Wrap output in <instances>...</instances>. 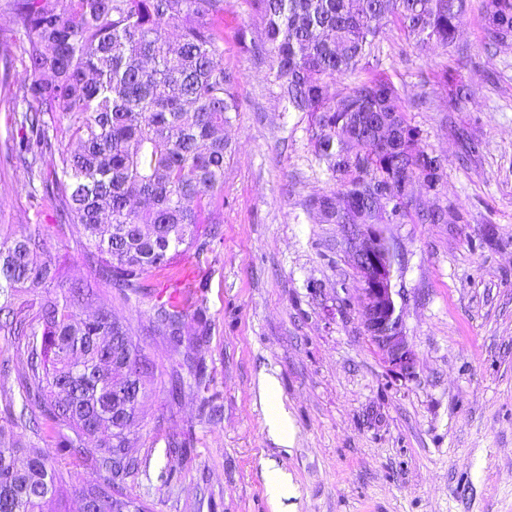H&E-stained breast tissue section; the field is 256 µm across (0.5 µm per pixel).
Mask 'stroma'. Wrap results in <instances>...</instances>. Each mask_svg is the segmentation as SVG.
<instances>
[{"label": "stroma", "instance_id": "1", "mask_svg": "<svg viewBox=\"0 0 512 512\" xmlns=\"http://www.w3.org/2000/svg\"><path fill=\"white\" fill-rule=\"evenodd\" d=\"M481 2L471 0L458 51L419 52L392 26L380 45L408 121L442 159L437 190L414 186L412 204L466 217L383 227L416 355L404 377L362 323L349 227L307 213L312 195L334 187L314 159L311 119L283 111L271 57L237 38L241 29L257 37L261 21L245 0H228L222 62L238 77L239 109L226 129L222 236L202 258L148 273L145 295L100 296L155 364L130 443L147 468L126 480L150 512H512V42L483 56ZM445 72L462 76L470 98L449 105ZM7 115L0 102V227L25 233L39 216L63 278L87 277L76 228L56 231L52 209L30 198L26 171L6 160ZM464 131L478 144L469 156ZM188 289L209 336L174 353L146 326L154 304ZM187 358L209 379L216 416L192 376L171 396L170 372ZM265 376L288 419L284 445L269 430ZM272 469L287 496L270 497Z\"/></svg>", "mask_w": 512, "mask_h": 512}]
</instances>
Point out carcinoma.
<instances>
[{
	"instance_id": "obj_1",
	"label": "carcinoma",
	"mask_w": 512,
	"mask_h": 512,
	"mask_svg": "<svg viewBox=\"0 0 512 512\" xmlns=\"http://www.w3.org/2000/svg\"><path fill=\"white\" fill-rule=\"evenodd\" d=\"M263 30L255 52L271 55L286 112L313 119L312 147L337 189L308 208L328 223L388 224L411 216L409 173L433 191L439 157L427 152L406 118L399 89L383 75L385 26L415 47L453 48L469 0H247ZM227 0H8L29 83L15 98L6 130L10 160L28 173L29 196L55 211L57 227L84 238L90 285L67 282L52 262L43 225L20 236L0 228V335L26 342L27 357L0 354V380L17 373L22 406L13 427L62 436L67 454L53 462L0 427V512H55L64 475L86 465L113 486L107 512L140 499L126 478L130 458L112 471V449L129 445L142 401L152 394L154 364L131 326L99 302H126L149 288L146 275L200 254L224 223V127L238 111L236 77L224 55ZM490 44L512 41V0H483ZM177 24L170 37L166 26ZM366 72L329 98L327 78ZM449 101L468 96L445 77ZM367 112L392 118L397 149L364 135ZM74 141V150L62 149ZM190 303H161L147 330L173 350L184 342Z\"/></svg>"
}]
</instances>
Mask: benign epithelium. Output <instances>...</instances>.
<instances>
[{
	"mask_svg": "<svg viewBox=\"0 0 512 512\" xmlns=\"http://www.w3.org/2000/svg\"><path fill=\"white\" fill-rule=\"evenodd\" d=\"M349 248L359 276L357 306L384 361L402 374L413 373L416 356L407 344L392 284L394 252L377 224L352 225Z\"/></svg>",
	"mask_w": 512,
	"mask_h": 512,
	"instance_id": "obj_1",
	"label": "benign epithelium"
}]
</instances>
